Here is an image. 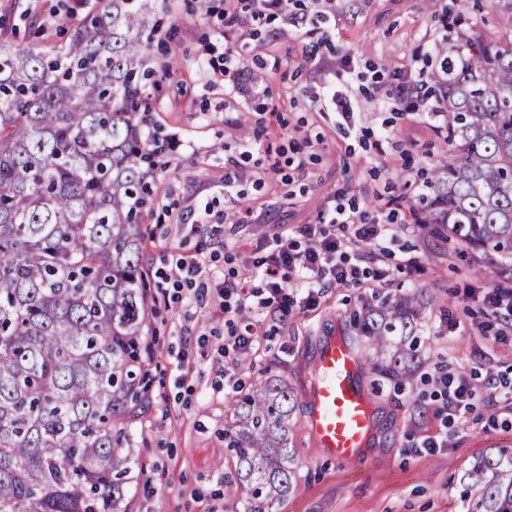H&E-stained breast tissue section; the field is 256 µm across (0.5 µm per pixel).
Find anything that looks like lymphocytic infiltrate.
Masks as SVG:
<instances>
[{
  "label": "lymphocytic infiltrate",
  "mask_w": 512,
  "mask_h": 512,
  "mask_svg": "<svg viewBox=\"0 0 512 512\" xmlns=\"http://www.w3.org/2000/svg\"><path fill=\"white\" fill-rule=\"evenodd\" d=\"M287 6L288 0H226L224 66L213 70L212 83L238 81L236 23L240 13L258 16L265 10L284 11ZM386 231L382 222H367L355 206L339 203L322 215L320 223L306 226L302 240L284 231L265 238L251 257L247 274L223 281L224 322L230 327L225 351L249 354L259 337L267 334V320L287 318L298 304H315L325 284L357 286L369 277L386 278V268L368 270L354 262L358 247L380 249ZM438 392L435 415L442 422L470 413L474 391L467 375H442Z\"/></svg>",
  "instance_id": "obj_1"
}]
</instances>
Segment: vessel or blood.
Instances as JSON below:
<instances>
[{
    "mask_svg": "<svg viewBox=\"0 0 512 512\" xmlns=\"http://www.w3.org/2000/svg\"><path fill=\"white\" fill-rule=\"evenodd\" d=\"M363 373L361 359L343 337L322 342L308 390L307 426L324 456L339 464L359 459L375 435L377 407Z\"/></svg>",
    "mask_w": 512,
    "mask_h": 512,
    "instance_id": "vessel-or-blood-1",
    "label": "vessel or blood"
}]
</instances>
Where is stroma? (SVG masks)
Here are the masks:
<instances>
[{
	"label": "stroma",
	"instance_id": "35a3bbf8",
	"mask_svg": "<svg viewBox=\"0 0 512 512\" xmlns=\"http://www.w3.org/2000/svg\"><path fill=\"white\" fill-rule=\"evenodd\" d=\"M154 2L157 35L148 53L171 67L149 90L152 125L181 147L163 154L144 218L154 299L145 343L163 393L151 395L129 427L140 465L126 512H244L242 494L227 491L235 460L224 446L232 399L224 391V297L212 281L203 301L158 303L156 271L198 249L211 270L228 274L272 225L299 230L336 202L356 203L374 220L392 198L410 226L393 229L382 261L413 258L417 268L381 284L324 288L317 306L277 322L256 358L243 359L242 377L250 385L274 374L295 394L297 488L274 512H466L462 471L490 449L512 448V407L500 395L503 383H512V327L482 301L502 262L440 225L411 222L413 181L438 158L442 136L424 114L380 102L378 90L435 70L438 35L455 18L475 17L478 0H292L284 15L241 13L247 79L231 93L207 79L224 61V0L202 9L197 0ZM0 19L9 23L0 42L42 50L64 42L72 23L59 0H0ZM336 86L351 101L348 116L323 104ZM274 104L285 127L281 170L270 174L260 132ZM228 158L237 167H225ZM240 204L252 206L262 223L226 222L225 213ZM416 291L427 303L415 335L421 364L406 387L382 381L376 446L353 463H332L306 425L319 345L348 329L352 313ZM441 366L472 374L476 395L467 421L451 423L445 447L430 453L411 447L408 435L432 417L431 378Z\"/></svg>",
	"mask_w": 512,
	"mask_h": 512
}]
</instances>
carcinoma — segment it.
Wrapping results in <instances>:
<instances>
[{"label": "carcinoma", "mask_w": 512, "mask_h": 512, "mask_svg": "<svg viewBox=\"0 0 512 512\" xmlns=\"http://www.w3.org/2000/svg\"><path fill=\"white\" fill-rule=\"evenodd\" d=\"M150 0H96L49 51L0 45V512H120L145 403L150 313L142 242L159 152L148 146ZM512 32V0H484ZM449 47L443 149L412 202L418 223L512 258V38L478 20ZM421 295L353 315V346L410 336ZM294 395L276 377L233 400L230 493L273 512L294 493ZM467 512H512V450L459 478Z\"/></svg>", "instance_id": "1"}]
</instances>
